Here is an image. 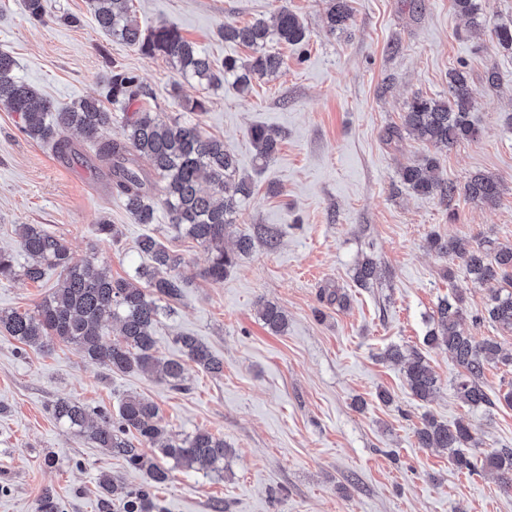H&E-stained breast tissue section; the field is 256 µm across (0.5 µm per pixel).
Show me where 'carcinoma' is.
I'll return each instance as SVG.
<instances>
[{
  "instance_id": "carcinoma-1",
  "label": "carcinoma",
  "mask_w": 512,
  "mask_h": 512,
  "mask_svg": "<svg viewBox=\"0 0 512 512\" xmlns=\"http://www.w3.org/2000/svg\"><path fill=\"white\" fill-rule=\"evenodd\" d=\"M99 27L108 35L149 56L165 57L187 81L208 86L229 84L246 90L253 79L271 76L281 70L282 58L264 51L270 41L301 46L308 30L299 16L285 5L278 6L273 24L260 19L246 26L226 22L218 35L252 50L242 60L228 57L221 67L171 24L144 30L129 14V0H89ZM326 2L324 25L331 32L350 25L348 0ZM455 11L479 21L476 0H452ZM29 18L41 23L47 13L46 0H24ZM14 58L0 51V107L18 117L20 131L33 140L53 143L64 152L76 149L66 139L69 132L80 135L97 148V157L112 179V188L124 199L125 206L137 224H152L157 203L164 206L169 223L210 251L204 276L221 281L235 263V254L224 250V233L236 221L243 201L252 194L251 178L240 173L235 156L225 148L224 140L207 136L200 126L174 119L165 122L157 113L140 106L128 111L130 103L151 95L139 78L124 69L112 67L106 81L105 97L122 106L123 112L109 111L103 102L87 97L66 109L58 108L42 97L31 85L17 79ZM476 105V90L469 73L455 69L449 73V96L414 98L403 115V128L436 148L450 149L461 141L473 140L478 129L471 120ZM122 131L108 137L115 122ZM401 128V129H403ZM401 129L386 132L388 142L401 138ZM256 161L265 164L276 153L277 134L264 125L249 132ZM439 159L426 154L405 166L399 173L403 184L421 195L452 200L458 193L473 202L493 205L500 194V182L493 176L479 174L459 189L438 174ZM18 247L28 263L17 270L13 254L0 251V282L22 275L40 281L48 266L60 270V287L31 312H0V330L30 347L43 348L55 339L70 343L79 354L112 373H150L173 387L181 386L188 363L219 374L223 361L206 345L192 336H180L185 359H160L155 353V328L163 304L177 300L183 280L176 273L182 258L169 252L154 237L146 236L138 243L150 263L137 268L134 280L115 279L110 272L87 260L71 262L66 242L39 224H20ZM430 247L440 256L455 255L462 259L471 278L481 284L512 286V246L466 250L455 239L434 235ZM377 278V264L366 258L359 265L356 283L369 288ZM462 290L455 288L437 305V320L424 337V344L442 345L450 358L463 369L454 385L457 397L466 405L481 407L493 404L483 387L485 369L492 363L512 365V353L504 352L494 339L478 340L460 328L463 318ZM485 315L501 328L512 331V291L491 293ZM265 327L274 334L285 332L288 319L275 304L267 303L259 311ZM112 337L106 342L104 337ZM386 356L404 364V374L412 394L421 401L430 400L437 390V378L425 357L414 349L406 354L398 346ZM55 418L74 432L89 434L97 445L123 457L128 465L142 472L148 481L163 483L172 468L208 471L224 470V457L229 448L224 438L199 429L189 436L172 433L158 420L156 404L149 398L128 394L118 407L117 417L96 413L102 425L96 426L88 409L70 400L54 405ZM418 444L423 448H442L452 464L468 474L489 469L496 472L503 487L512 490V448H502L477 463L464 452L473 441L469 423L460 419L448 425L432 415L424 417L417 428ZM148 444L154 455L147 456L140 446ZM99 483L106 497L101 499L103 512H111L109 494L117 491L112 477L103 472ZM122 512H159L160 505L151 493L140 490L120 498Z\"/></svg>"
}]
</instances>
